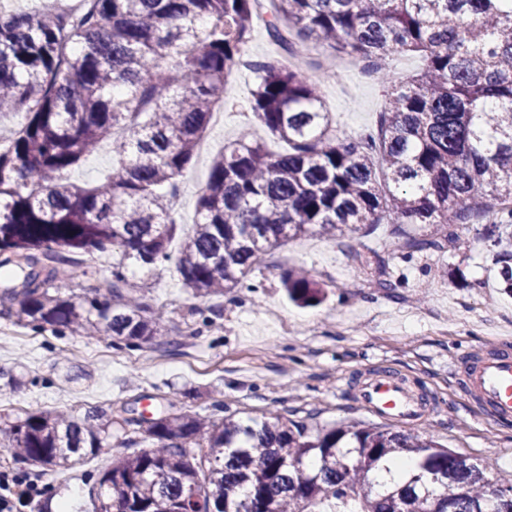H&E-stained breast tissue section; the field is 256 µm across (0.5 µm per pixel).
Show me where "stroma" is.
<instances>
[{
    "mask_svg": "<svg viewBox=\"0 0 512 512\" xmlns=\"http://www.w3.org/2000/svg\"><path fill=\"white\" fill-rule=\"evenodd\" d=\"M250 72L230 79L224 89V122L208 125V148L196 151L178 180L181 212L177 236L196 220V201L212 158L243 129L270 151L282 145L250 109ZM386 87L367 77L355 56L336 55L335 71L321 89L333 116L337 140L348 142L376 131ZM445 241L440 224H380L374 230L343 227L335 237L306 234L269 248L248 275L246 287L223 298L194 297L173 265L135 271L129 281L160 312L153 346L137 347L103 336L86 341L36 332L0 318V367L20 374L19 388L0 394V417L14 419L39 410L83 414L96 407L151 413L155 396L170 410L212 412L223 404L237 417H282L308 426L333 421L374 423L351 396L353 379L385 369L410 378L426 394L429 414L405 424L408 432L428 431L469 457L487 476L512 471V421L489 426L484 413L461 394L458 365L467 352L512 343V295L496 288L497 254L486 240L484 222L460 224ZM427 234L444 239L442 249L407 255L402 237ZM312 271L326 291L315 308H300L284 293L288 271ZM391 277L399 288L387 297L376 286ZM88 375L68 380V366ZM87 458L75 470L45 475L72 512H90L89 491L101 470L120 452ZM19 466L0 447V495L13 512H34V493L19 483Z\"/></svg>",
    "mask_w": 512,
    "mask_h": 512,
    "instance_id": "stroma-1",
    "label": "stroma"
}]
</instances>
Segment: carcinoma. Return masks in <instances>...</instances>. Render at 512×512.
<instances>
[{"instance_id":"cac0c4a2","label":"carcinoma","mask_w":512,"mask_h":512,"mask_svg":"<svg viewBox=\"0 0 512 512\" xmlns=\"http://www.w3.org/2000/svg\"><path fill=\"white\" fill-rule=\"evenodd\" d=\"M268 4L90 0L76 22L48 8L0 14V115L24 113L0 141V316L60 336L153 343L159 321L127 267L172 259L177 179L262 13L280 57L250 62L251 109L286 148L270 153L247 129L212 159L174 258L183 287L222 297L271 246L309 232L479 218L512 291V0ZM309 39L329 49L312 67L330 75L332 54L349 52L388 84L377 132L336 140L320 82L295 64ZM398 51L425 56L406 84L390 74ZM105 142L112 174L71 183ZM109 245L106 293L75 294L66 254ZM441 247L434 237L401 244ZM284 287L303 305L323 297L305 270L288 272ZM114 430L125 448L99 474L92 512H512V475L489 479L434 436L383 426L50 410L5 423L0 447L62 474L112 450ZM404 455L408 474L390 467Z\"/></svg>"}]
</instances>
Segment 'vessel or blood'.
Listing matches in <instances>:
<instances>
[{"label": "vessel or blood", "mask_w": 512, "mask_h": 512, "mask_svg": "<svg viewBox=\"0 0 512 512\" xmlns=\"http://www.w3.org/2000/svg\"><path fill=\"white\" fill-rule=\"evenodd\" d=\"M462 393L465 399L488 409V421L497 424L512 419V348L479 349L464 357ZM358 405L389 422L419 420L427 402L411 388L407 379L376 375L359 381L355 389Z\"/></svg>", "instance_id": "vessel-or-blood-1"}]
</instances>
